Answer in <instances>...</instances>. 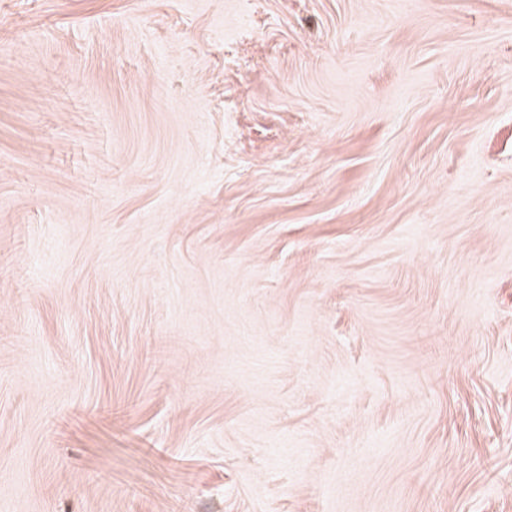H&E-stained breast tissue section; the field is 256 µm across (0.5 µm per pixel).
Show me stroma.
<instances>
[{
    "mask_svg": "<svg viewBox=\"0 0 512 512\" xmlns=\"http://www.w3.org/2000/svg\"><path fill=\"white\" fill-rule=\"evenodd\" d=\"M0 512H512V0H0Z\"/></svg>",
    "mask_w": 512,
    "mask_h": 512,
    "instance_id": "obj_1",
    "label": "stroma"
}]
</instances>
